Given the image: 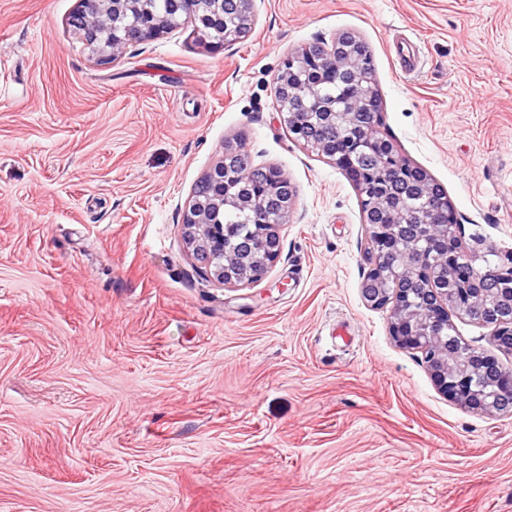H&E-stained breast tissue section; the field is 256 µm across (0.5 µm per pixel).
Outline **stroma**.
Listing matches in <instances>:
<instances>
[{
	"label": "stroma",
	"mask_w": 512,
	"mask_h": 512,
	"mask_svg": "<svg viewBox=\"0 0 512 512\" xmlns=\"http://www.w3.org/2000/svg\"><path fill=\"white\" fill-rule=\"evenodd\" d=\"M78 0H0V512H512V412L444 397L360 285L367 226L274 77L350 32L379 130L512 253V0H253L100 63ZM420 48L405 73L398 44ZM240 139L295 202L265 278H204L181 224Z\"/></svg>",
	"instance_id": "35a3bbf8"
}]
</instances>
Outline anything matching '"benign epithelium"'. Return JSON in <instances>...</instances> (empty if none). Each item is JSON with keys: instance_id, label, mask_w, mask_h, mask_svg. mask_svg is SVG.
<instances>
[{"instance_id": "1", "label": "benign epithelium", "mask_w": 512, "mask_h": 512, "mask_svg": "<svg viewBox=\"0 0 512 512\" xmlns=\"http://www.w3.org/2000/svg\"><path fill=\"white\" fill-rule=\"evenodd\" d=\"M251 9L252 0H173L170 11L160 16L154 0H79L72 25L84 32L105 63L126 45L157 39L181 20L213 30L208 47L222 49L234 29L249 25ZM358 44L351 35L329 48L308 46L289 52L275 75V81L289 89L279 105L281 118L297 142L334 162L357 185L369 248V271L361 293L370 306L390 309L392 340L422 354L436 387L448 399L474 411L512 412V368L451 333L453 318L470 320L471 310L478 307L485 316L477 323L512 343V288L500 287L512 282V256L502 258L492 248L483 253L466 250L452 202L436 195L432 176L380 135L383 100L375 80L358 63ZM341 73L354 97L347 107L329 111L318 83L307 77L317 75L327 82ZM299 95L307 102L304 124L295 117ZM370 116L373 122L356 137L338 138L333 144L312 140L311 127L317 122L359 127ZM241 150L236 142L224 145L221 160L203 177L209 185L205 199H190L182 224L185 242L203 265L204 275L228 288L262 280L278 262L277 228L294 202L287 181L274 221L256 225L228 247V230L213 220L214 215L227 204L245 208L260 203L232 193L235 176L227 159ZM411 193L425 205L411 203Z\"/></svg>"}]
</instances>
